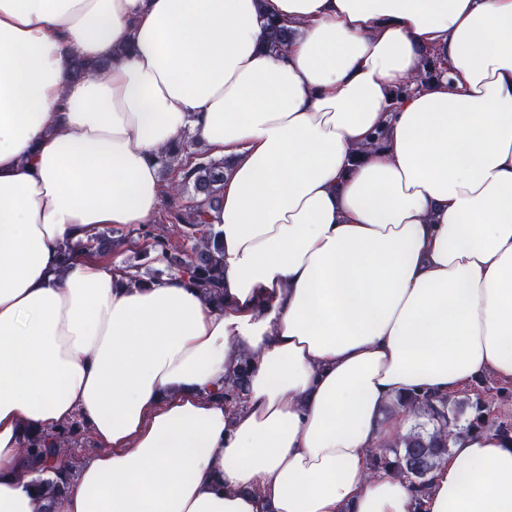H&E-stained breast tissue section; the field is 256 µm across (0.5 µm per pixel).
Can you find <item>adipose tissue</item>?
Here are the masks:
<instances>
[{
	"mask_svg": "<svg viewBox=\"0 0 512 512\" xmlns=\"http://www.w3.org/2000/svg\"><path fill=\"white\" fill-rule=\"evenodd\" d=\"M426 48L445 76L394 99ZM187 134L231 162L223 304L64 261L155 223ZM483 374L512 382V0H0V512H512L494 432L420 502L372 467L400 397ZM75 421L59 491L27 446ZM265 45L271 52H279L285 49L290 43L293 30L285 24L268 20L264 24ZM248 383V362L242 361L229 374V379L224 382V390L218 393V397L224 399V403L237 405L242 401Z\"/></svg>",
	"mask_w": 512,
	"mask_h": 512,
	"instance_id": "1",
	"label": "adipose tissue"
}]
</instances>
